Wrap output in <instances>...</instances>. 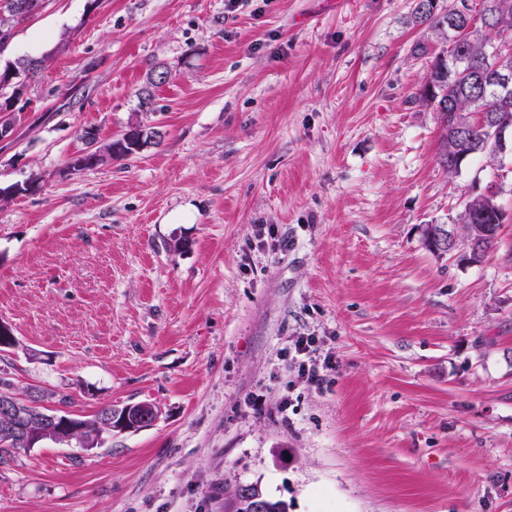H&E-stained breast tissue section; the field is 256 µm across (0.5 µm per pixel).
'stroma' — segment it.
<instances>
[{"mask_svg": "<svg viewBox=\"0 0 512 512\" xmlns=\"http://www.w3.org/2000/svg\"><path fill=\"white\" fill-rule=\"evenodd\" d=\"M415 0H49L75 36L29 81L0 187V377L156 424L0 467V512H512V159L438 163ZM153 109L138 90L157 67ZM161 133L79 174L85 132ZM503 208L481 264L425 224ZM185 240V249L169 245ZM315 339L312 383L285 357Z\"/></svg>", "mask_w": 512, "mask_h": 512, "instance_id": "35a3bbf8", "label": "stroma"}]
</instances>
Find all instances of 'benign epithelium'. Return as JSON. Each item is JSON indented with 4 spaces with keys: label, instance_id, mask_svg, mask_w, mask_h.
<instances>
[{
    "label": "benign epithelium",
    "instance_id": "benign-epithelium-1",
    "mask_svg": "<svg viewBox=\"0 0 512 512\" xmlns=\"http://www.w3.org/2000/svg\"><path fill=\"white\" fill-rule=\"evenodd\" d=\"M462 18L450 22V28L456 32V41L471 38L472 32L488 23L496 25L500 31L497 41L490 48V52L502 63L512 59V16L506 11L494 14L484 13L474 15L464 8L460 9ZM472 121L484 126L489 133V141L499 158L512 154V114L499 112L490 118L482 113L472 115ZM498 206V192L485 190L476 195L469 193L463 203L464 211L474 214L484 207ZM488 225H471V234L460 236L453 230V226L445 224H426L423 226V235L430 250L441 257L462 255L472 264L483 260L485 252L481 247L482 236L487 234ZM0 414L11 418L12 423L4 435L18 440L26 448H36L49 436L60 444H76L86 449L96 446L93 437L87 436L82 440H75V433L81 427L72 423L68 414L55 408L44 413L37 425L29 423L28 416L21 411L19 405L11 398L0 400ZM159 418L158 408L148 402H139L127 405L121 418L117 419L108 414L105 420L112 431L131 432L152 426ZM226 496L249 498L252 512H265L266 503L259 494H251L244 486L226 490Z\"/></svg>",
    "mask_w": 512,
    "mask_h": 512
}]
</instances>
